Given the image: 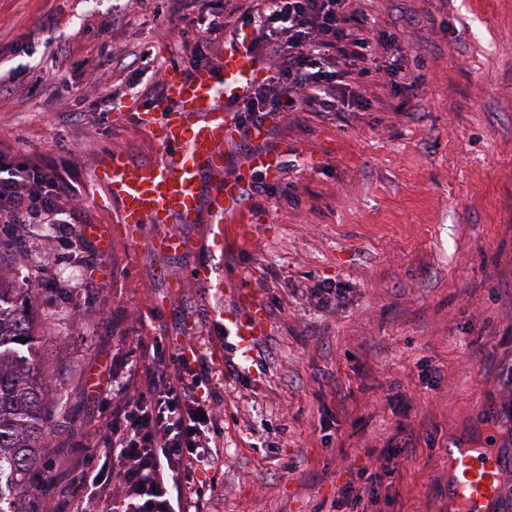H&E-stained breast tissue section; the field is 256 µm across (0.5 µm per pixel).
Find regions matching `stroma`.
Here are the masks:
<instances>
[{"label": "stroma", "mask_w": 512, "mask_h": 512, "mask_svg": "<svg viewBox=\"0 0 512 512\" xmlns=\"http://www.w3.org/2000/svg\"><path fill=\"white\" fill-rule=\"evenodd\" d=\"M395 33L412 93L387 77L362 84L373 107L271 115L268 145L284 152L273 194L251 202L249 236L216 247L209 215L179 225L196 251L160 256L116 239L84 258L38 233L0 226V274L32 292L34 357L68 404L48 435L54 512L94 451L99 374L125 376L148 333L175 348H224L214 317L238 311L195 276H224L260 308L246 378L223 375L224 468L204 474L208 512H328L345 486L377 482L372 512H458L443 450L478 443L488 422L512 432V0H360ZM224 0H0V153L43 162L72 155L80 219L114 223L90 196L99 153L149 162L157 148L113 121V91L150 104L163 91L138 57L192 73L205 49L166 30L222 10ZM55 21L46 44L44 16ZM64 84L51 92L44 77ZM335 285L324 310L305 288ZM414 437L417 452L397 457ZM394 452L383 460L381 450Z\"/></svg>", "instance_id": "35a3bbf8"}]
</instances>
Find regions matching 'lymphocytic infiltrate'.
<instances>
[{
    "label": "lymphocytic infiltrate",
    "mask_w": 512,
    "mask_h": 512,
    "mask_svg": "<svg viewBox=\"0 0 512 512\" xmlns=\"http://www.w3.org/2000/svg\"><path fill=\"white\" fill-rule=\"evenodd\" d=\"M355 0H261L244 13L230 7L205 20L206 34L223 32L232 18L251 29L241 41L262 52L270 74L239 103L241 127L265 124L275 112H348L365 109L362 92L347 82L374 70L399 77L393 36L371 31ZM61 163L13 162L0 154V224L27 231L50 226L65 243L81 241L77 190ZM137 364L125 378L90 385L87 396L111 406L98 432L97 455L83 463L64 490L56 512H200L198 472L224 466L214 441L224 432L219 399L211 389L214 368L194 341L167 353L151 337L136 341Z\"/></svg>",
    "instance_id": "1"
}]
</instances>
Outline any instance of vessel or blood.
Returning a JSON list of instances; mask_svg holds the SVG:
<instances>
[{"label": "vessel or blood", "mask_w": 512, "mask_h": 512, "mask_svg": "<svg viewBox=\"0 0 512 512\" xmlns=\"http://www.w3.org/2000/svg\"><path fill=\"white\" fill-rule=\"evenodd\" d=\"M265 70L256 55L243 49L228 51L217 65L189 75L167 69L162 75L164 92L152 105L134 104L115 111V121H132L162 158L134 163L117 152L101 154L94 166L93 187L118 205V221L105 230L85 225L83 236L104 254L118 236L132 244L148 242L164 256L188 252L196 245L176 227L199 223L206 209L220 228L216 245L247 233L250 203L245 189L253 174L279 176L283 159L279 152L259 150L236 176H228L225 150L230 143L244 137L261 142L267 128H238L226 106L245 97ZM205 184L210 187L206 194L201 191ZM149 226L155 234L147 239L143 232ZM443 459L448 493L461 512H512V498L503 490L504 471L512 468L511 455L466 444L445 450Z\"/></svg>", "instance_id": "obj_1"}]
</instances>
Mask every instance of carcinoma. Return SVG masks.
Here are the masks:
<instances>
[{
	"label": "carcinoma",
	"instance_id": "carcinoma-1",
	"mask_svg": "<svg viewBox=\"0 0 512 512\" xmlns=\"http://www.w3.org/2000/svg\"><path fill=\"white\" fill-rule=\"evenodd\" d=\"M0 279V512H39V495L50 487L42 448L63 405L50 398L36 362L26 295Z\"/></svg>",
	"mask_w": 512,
	"mask_h": 512
}]
</instances>
